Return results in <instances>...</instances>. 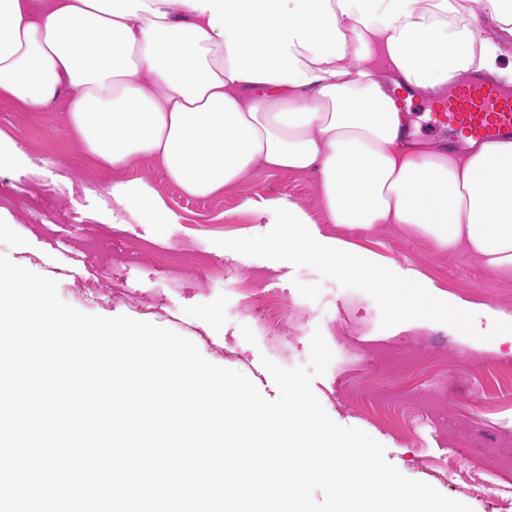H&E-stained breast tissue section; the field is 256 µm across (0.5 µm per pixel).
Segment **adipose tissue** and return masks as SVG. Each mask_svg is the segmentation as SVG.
I'll use <instances>...</instances> for the list:
<instances>
[{
	"label": "adipose tissue",
	"instance_id": "1",
	"mask_svg": "<svg viewBox=\"0 0 512 512\" xmlns=\"http://www.w3.org/2000/svg\"><path fill=\"white\" fill-rule=\"evenodd\" d=\"M0 0V94L67 95L85 153L160 161L192 197L258 170L313 171L330 223L407 224L512 271V139L424 140L396 97L468 74L512 85V0ZM113 203L166 218L147 182Z\"/></svg>",
	"mask_w": 512,
	"mask_h": 512
}]
</instances>
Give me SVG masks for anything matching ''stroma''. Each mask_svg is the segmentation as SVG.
Listing matches in <instances>:
<instances>
[{"mask_svg": "<svg viewBox=\"0 0 512 512\" xmlns=\"http://www.w3.org/2000/svg\"><path fill=\"white\" fill-rule=\"evenodd\" d=\"M0 135L38 171L0 172V255L58 283L81 312L126 315L190 339L210 362L246 374L267 399L278 390L262 358L307 364L321 331L334 358L312 389L333 421L365 431L404 476L472 512H512V338L480 341L429 320L389 329L366 293L314 269L240 258L222 239L268 232L263 203L296 202L328 237L398 274L418 272L435 297L484 310L479 331L512 316V272L488 268L465 247L445 250L405 224L348 228L326 221L315 173L259 170L206 198L184 194L149 158L98 167L67 124L63 100L28 112L0 95ZM143 180L170 221L113 209V182ZM252 208H243L244 200ZM118 295L97 301L96 290ZM221 314L218 322L211 313Z\"/></svg>", "mask_w": 512, "mask_h": 512, "instance_id": "1", "label": "stroma"}]
</instances>
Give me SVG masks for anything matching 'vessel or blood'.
Listing matches in <instances>:
<instances>
[{"mask_svg": "<svg viewBox=\"0 0 512 512\" xmlns=\"http://www.w3.org/2000/svg\"><path fill=\"white\" fill-rule=\"evenodd\" d=\"M436 122L459 140L493 141L512 135V93L490 80L474 77L449 86L434 107Z\"/></svg>", "mask_w": 512, "mask_h": 512, "instance_id": "b4317fda", "label": "vessel or blood"}]
</instances>
